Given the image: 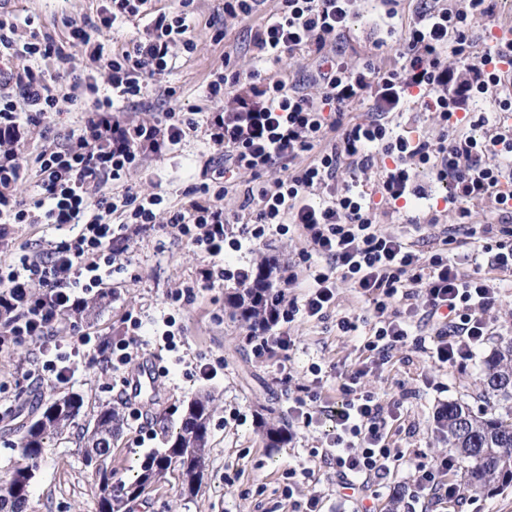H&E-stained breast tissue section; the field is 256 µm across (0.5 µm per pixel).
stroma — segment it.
<instances>
[{
	"label": "stroma",
	"instance_id": "35a3bbf8",
	"mask_svg": "<svg viewBox=\"0 0 512 512\" xmlns=\"http://www.w3.org/2000/svg\"><path fill=\"white\" fill-rule=\"evenodd\" d=\"M444 0H397V15L392 24L369 12L367 0H357L349 21L350 34L343 53L357 52L381 66L400 63L403 50L402 26L424 7L443 4ZM96 0H13L7 12L19 17L31 16L33 27H20L22 36L30 32L51 34L65 39V20L95 19ZM196 50L179 57L165 84L179 87L183 109L211 110L212 102L203 95L204 80L224 55H231L237 68L250 69L252 49L247 25L224 14V0H195L189 16ZM226 36L214 42L216 29ZM78 113L58 115L48 130L34 128L20 148L16 162L21 168L33 165L36 154L54 142H63L74 129ZM396 132L411 138L435 135L439 129L437 114L424 103L409 104L393 114ZM200 138L192 137L180 150L157 159L146 157L131 171L128 181L141 194L166 188L172 205H181L186 187L200 182L205 159ZM416 185L421 197L415 207L398 215L379 211L377 222L382 231L402 235L417 249L430 253L439 244L428 236L431 224L459 223L458 212L437 207L436 200L447 188L426 171L420 172ZM67 229L44 224H16L11 244L0 245V261L12 259L14 246L23 245L32 252L44 251L49 242L66 237ZM308 246L301 237L268 238L259 249L227 251V269L253 266L258 255H266L278 264L275 288H282L289 267ZM125 272L112 280L111 294L104 305L82 322L81 329L95 337L119 340L127 335L125 316L138 315L146 326L161 324L174 317L175 338L142 336V356L155 361L161 369L156 398L151 402L127 399L118 374L111 367L95 362L79 365L71 383L60 385L52 379L32 382L28 371L35 364L55 358V349L32 343L0 350V405H11L21 391L49 396L77 392L85 407L68 433L52 440L45 449L32 486L28 512H98V486L82 460L79 438L99 405L119 408L123 424L112 439L106 464L117 480L131 479L148 454L163 450L168 433L179 427L183 409L200 393H210L214 410L210 417V442L207 448L205 478L197 495H181L176 469H169L148 492L128 504V512H291L293 502L306 501L311 494L321 496V512H355L359 503L345 499L336 477V462L327 442L336 427L333 418L322 416L319 424L294 429L280 447L269 448L257 433L259 419L288 425V407L302 385L319 381L320 405L342 401L340 376L362 370L361 390L373 393L382 403L401 400L399 420L388 422V444L393 462L382 478L366 489L365 506L371 512H512V486L492 494L462 491L459 501L448 502L419 491L415 471L437 459H452L454 467L437 472L441 484L457 482L463 462L450 447L446 436L436 430L438 411L451 401H471L485 358L496 346L498 337H512V287L502 288L489 317L493 329L476 355L453 365L433 367L427 353L406 344L396 347L387 362L376 364L364 348L370 323V303L350 285L339 284L334 306L325 319L304 318L285 325L294 344L288 352L291 380L277 382L273 361L255 357L251 351L250 331L232 321L224 311V294L232 281L211 288L196 287L199 268L205 259L175 239L156 234L130 239L120 257ZM193 293L183 296L175 306L166 303L168 294L185 286ZM349 317L355 330L340 331L336 322ZM217 369L215 377L202 378L198 363ZM140 409L142 420L130 418L131 409Z\"/></svg>",
	"mask_w": 512,
	"mask_h": 512
}]
</instances>
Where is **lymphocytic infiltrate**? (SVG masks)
<instances>
[{
	"instance_id": "obj_1",
	"label": "lymphocytic infiltrate",
	"mask_w": 512,
	"mask_h": 512,
	"mask_svg": "<svg viewBox=\"0 0 512 512\" xmlns=\"http://www.w3.org/2000/svg\"><path fill=\"white\" fill-rule=\"evenodd\" d=\"M194 0H178L175 14L154 12L152 0H105L94 22H68V35L57 41L33 31L22 39L20 25L0 15V241L12 224L76 226V234L38 255L18 247L11 261L0 262V311L13 315V336L47 343L56 322L80 310L92 293H104L119 272V245L131 237L159 232L185 242L207 259L197 287L223 280L224 241L235 248L257 247L271 236L300 235L309 247L300 252L306 291L302 300L279 295L271 302L266 326L250 339L255 356L277 362L278 380L288 383L292 345L283 325L297 317L322 318L336 299L339 283L356 288L374 303L367 351L387 360L407 343L411 324L390 311L393 301L421 304L420 317L429 328L430 354L438 365L470 359L490 331L488 312L500 285L480 273L464 274L448 257L459 236L484 238L482 252L491 267L512 271V225L458 224L443 229L442 246L425 255L403 237L382 232L379 210L410 201L413 168L428 167L438 181L452 185L446 208L462 201L494 199L498 210L512 208V182L504 161L512 160V127L495 126L488 139L441 133L437 140L412 139L394 132L386 115L402 111L418 97L441 124L461 125L467 97L481 96L499 110H512L501 91L500 61L493 48L472 58V33L491 9L485 0H455L445 8L419 12L404 32L400 66L385 70L365 59L348 61L324 53L341 38L355 0H276L262 12L265 0H224V13L249 22L254 48L252 67L243 72L231 61L210 71L204 92L217 109L196 119L167 110L162 118L136 124L120 121L119 112L169 75L179 53H194L187 22ZM143 23L142 34L120 48H106L105 35L126 25ZM304 52L320 58L323 67L312 79L319 90L311 97L277 72L283 58ZM86 57L91 68L76 72L74 56ZM56 60L55 69L42 61ZM468 72L464 95L447 91L449 60ZM106 70L107 85L96 73ZM89 93L90 106L77 133L64 143L40 151L32 173L14 162L31 128L49 125L60 112L83 106L77 88ZM371 102L369 118L354 121L349 107ZM201 133L208 150L224 165L211 181L189 186L181 207L171 206L165 190L142 195L127 186L131 171L147 155L164 157L193 133ZM307 165H299L303 155ZM387 162L378 177L366 179L374 158ZM283 175L273 184L242 186L241 173L261 176L273 166ZM349 178L324 201H314L315 188L335 180L341 168ZM29 180L35 195L28 202L15 191ZM112 193H104L106 184ZM240 198L238 212L224 209L227 196ZM120 223H113V216ZM237 285L247 284L251 271L230 273ZM101 353L89 334L76 331L70 352L30 370L29 377H53L66 384L75 375L72 357L97 360ZM361 374L346 376L340 390L346 399L336 411V475L343 488L379 477L391 460L385 439L395 410L385 409L371 393L358 391Z\"/></svg>"
}]
</instances>
